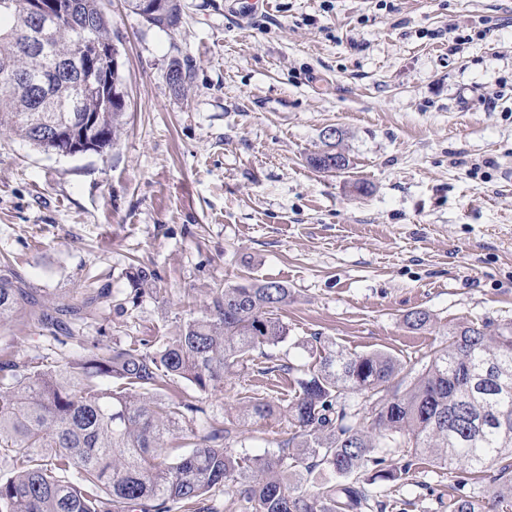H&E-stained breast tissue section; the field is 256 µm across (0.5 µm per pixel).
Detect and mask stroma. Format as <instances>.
<instances>
[{
    "label": "stroma",
    "mask_w": 512,
    "mask_h": 512,
    "mask_svg": "<svg viewBox=\"0 0 512 512\" xmlns=\"http://www.w3.org/2000/svg\"><path fill=\"white\" fill-rule=\"evenodd\" d=\"M224 2L182 0L165 32L104 0L123 134L75 156L0 135V260L48 315L105 291L76 333L110 347L175 335L239 278L287 284L285 342L208 393L169 390L234 422V451L251 458L291 437L295 379L325 346L411 366L456 326L512 322V0H267L245 20ZM452 23L484 37L449 54ZM175 60L191 74L183 95ZM330 128L340 172L308 163ZM138 263L158 289L123 313ZM420 310L430 323L408 329ZM87 356L28 313L0 325V361ZM251 396L280 415L239 422ZM448 490L447 470L422 465L386 485L385 512H448Z\"/></svg>",
    "instance_id": "35a3bbf8"
}]
</instances>
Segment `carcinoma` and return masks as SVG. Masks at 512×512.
<instances>
[{
	"label": "carcinoma",
	"mask_w": 512,
	"mask_h": 512,
	"mask_svg": "<svg viewBox=\"0 0 512 512\" xmlns=\"http://www.w3.org/2000/svg\"><path fill=\"white\" fill-rule=\"evenodd\" d=\"M28 0H0V132L60 155L73 154L66 128L89 114L86 140L112 148L124 126L126 99L119 70L98 55L112 39L103 0H42L44 20ZM148 25L177 30L181 0H126ZM88 23L87 56L76 55L80 25ZM342 152L309 158L312 168L336 169ZM160 277L132 267L125 301L137 304ZM291 290L275 280L226 284L202 316L184 319L174 337L154 344L99 347L84 361L47 367L0 362V455L16 458L17 471L0 480V512H169L167 503L195 507L204 496L233 486L253 512H384L373 486L397 482L430 461L462 467L466 485L493 482V501L512 506V323H470L452 331L411 378L381 351L331 350L317 369L297 379L299 394L287 413L295 432L278 450L245 459L231 450L232 430L214 419L192 433L191 449H163L179 423L201 411L163 397L176 381L206 393L252 352L288 337L278 311ZM36 300L10 271L0 269V324ZM351 394L362 396L356 406ZM276 406L248 401L244 418L270 419ZM394 448L407 449L400 468L385 466ZM77 474V480L66 477ZM321 476L319 491L302 483ZM450 512H486L470 491L452 497Z\"/></svg>",
	"instance_id": "obj_1"
}]
</instances>
